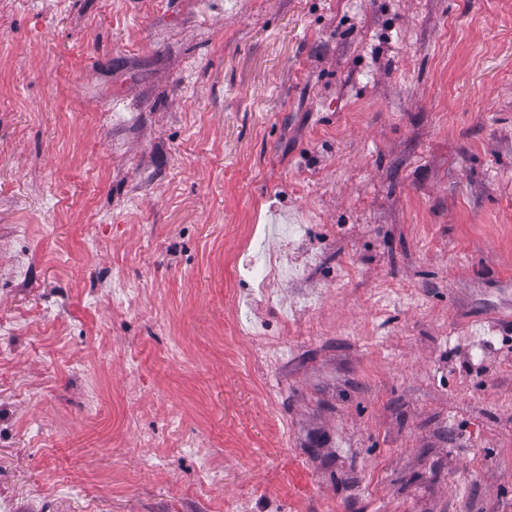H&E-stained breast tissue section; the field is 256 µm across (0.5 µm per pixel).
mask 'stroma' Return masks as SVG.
<instances>
[{"label":"stroma","instance_id":"obj_1","mask_svg":"<svg viewBox=\"0 0 512 512\" xmlns=\"http://www.w3.org/2000/svg\"><path fill=\"white\" fill-rule=\"evenodd\" d=\"M272 203L323 256L251 309L275 364L235 328ZM17 224L14 512H512V0H0ZM247 323L248 334L251 336H259L261 339L264 340L267 346L269 358H271L274 361H277L279 359L283 360L286 357L287 351L281 344L279 338H277L276 336H271L268 333L267 329H264L262 326L253 323L251 320H249Z\"/></svg>","mask_w":512,"mask_h":512}]
</instances>
